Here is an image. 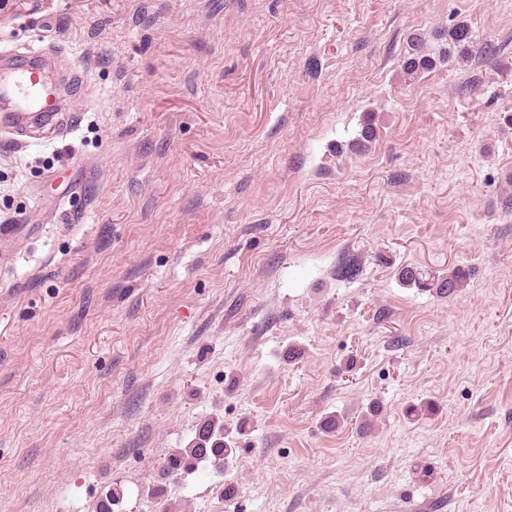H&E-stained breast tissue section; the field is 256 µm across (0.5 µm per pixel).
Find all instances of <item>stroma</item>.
I'll use <instances>...</instances> for the list:
<instances>
[{"instance_id":"obj_1","label":"stroma","mask_w":512,"mask_h":512,"mask_svg":"<svg viewBox=\"0 0 512 512\" xmlns=\"http://www.w3.org/2000/svg\"><path fill=\"white\" fill-rule=\"evenodd\" d=\"M40 40L77 128L0 141V512H512V0H8ZM414 47L417 48H412V50L416 52L409 53L403 61V69L407 75H417L422 71H429L436 67V58L418 51V45H414ZM398 277L405 285L432 288L438 297L450 299L464 287L469 273L463 267H454L448 269V275L432 276L430 280V276L427 278V274L423 271L405 266L399 270ZM230 432L214 420L201 423L189 448L171 455L164 467L165 479L178 483L184 475L196 472L200 463L210 465L215 471L223 472L226 461L236 453L235 442Z\"/></svg>"}]
</instances>
